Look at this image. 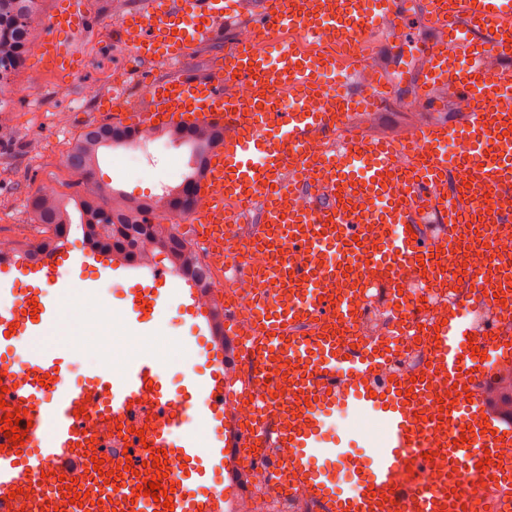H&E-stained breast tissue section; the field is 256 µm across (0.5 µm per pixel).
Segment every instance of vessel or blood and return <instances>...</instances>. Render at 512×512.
<instances>
[{
	"label": "vessel or blood",
	"mask_w": 512,
	"mask_h": 512,
	"mask_svg": "<svg viewBox=\"0 0 512 512\" xmlns=\"http://www.w3.org/2000/svg\"><path fill=\"white\" fill-rule=\"evenodd\" d=\"M421 5L441 37L424 48L416 77L419 102L444 111L438 92L448 88L469 106L458 124L423 126L405 145L361 135L327 155L310 154L313 140L331 137L352 113L383 109L396 91L389 83L361 94L330 87L321 72L335 68V61L285 41L257 49L235 45L215 58V67L248 86L243 98L179 67L154 83L145 110L109 99L116 125L223 130L197 188L203 205L189 220L224 254L227 269L255 281L259 337L243 343L228 313L215 326L199 288L183 286L159 268L143 288L129 289L123 317L140 329L144 316L159 318L176 304L206 339L199 351L205 372L187 376L175 393L164 360L154 355L118 369L90 362L74 383L63 351L41 343L57 318L51 296L73 288L76 267L112 274L111 259L86 247L37 262H1L0 354L25 351L29 369L0 366L6 388L0 396L6 402L0 408V512H235L248 448L259 449L258 469L285 496L304 490L322 512H477L476 501L461 489L464 476L512 479L511 464L483 465L474 454L512 445V429L489 415L475 387L487 375L484 355L512 358L511 334L496 328L474 335L463 302L449 310L447 322L424 329L408 315L399 335L434 339L436 372L415 382L390 375L392 355L385 345L363 347L336 334L337 326H358L362 297L376 285L360 266L373 265L389 285L403 289L420 283L432 290L447 280L442 250L454 243L464 221L459 191L448 186L449 170L458 171L461 183L485 185L489 200L478 209L481 219L512 223V210L491 204L512 195V42L504 37L512 0ZM398 7V0H260L258 27L299 28L351 46L374 33L379 18L397 16ZM229 14L225 0H151L148 12L123 19L119 38L142 58L180 64L212 41ZM490 54L498 63L489 70L484 60ZM288 95L295 108L283 107ZM311 98L323 99V106L306 109ZM452 140L461 145L453 155ZM403 150L417 153L418 161L401 170L395 157ZM295 195L306 196L304 207L289 206ZM360 197L370 202L363 212L354 207ZM229 199L258 209L251 237H236L234 218L224 209ZM370 224L384 225L385 237L370 241ZM254 249L267 253L269 269L255 271L245 263ZM292 251L303 253V261L291 262ZM312 319L324 331L301 335L299 325ZM288 361L293 371L282 370ZM245 363L251 381L242 385L236 373ZM442 377L455 383L454 395L440 391ZM249 398L255 407L248 422L230 419L225 401ZM177 399L185 414L172 411ZM21 404L29 411L17 427L24 443L15 449L4 427L7 414ZM352 406L383 427L384 450L374 460L325 435L327 418ZM107 426L114 456L130 460L117 480L107 479L110 467L102 462L99 431ZM440 428L451 442L445 478L420 481V473L433 467L423 456L426 435ZM160 449L167 462L151 473L162 487L173 488L169 508L138 489V469ZM322 450L332 463L318 464ZM339 466L351 471L356 489L337 484ZM382 489L390 502L379 498ZM78 493L88 494V501L75 504Z\"/></svg>",
	"instance_id": "b4317fda"
}]
</instances>
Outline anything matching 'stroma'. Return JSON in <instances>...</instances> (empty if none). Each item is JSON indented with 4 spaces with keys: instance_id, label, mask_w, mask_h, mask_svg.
I'll use <instances>...</instances> for the list:
<instances>
[{
    "instance_id": "stroma-1",
    "label": "stroma",
    "mask_w": 512,
    "mask_h": 512,
    "mask_svg": "<svg viewBox=\"0 0 512 512\" xmlns=\"http://www.w3.org/2000/svg\"><path fill=\"white\" fill-rule=\"evenodd\" d=\"M143 2L82 0V24L67 39L72 62L81 75L79 82L60 80L58 69L37 54L27 57L15 74L7 93L10 109L0 114V238L18 242L40 238V227L26 205L38 186L50 183L60 193L74 194L65 167L67 147L73 141V132L96 123L99 114L106 112L111 79L121 81L128 101L143 106L147 103L144 86L166 74L164 63L143 64L133 52H117L112 42L114 17L142 7ZM404 2L407 14L398 20L400 35L393 48L380 45L374 38L368 42L375 61L394 57L389 74L399 91L396 101L383 111L353 115L352 126L374 138L399 141L437 118L436 113L419 105L411 91L413 74L423 58L408 54L409 46H423L434 39L435 33L418 22L417 0ZM125 153L122 147L107 149L93 183L110 191L146 197L181 181L188 170L191 148L173 144L143 169L122 165ZM146 274V268L135 266L109 279L92 269L76 271L75 286L68 297L73 321L51 338V345H63L68 337L87 333L99 346L100 360L116 359L123 364L144 356L140 343L146 338H158L163 347L170 343L190 345V324L173 306L159 331L140 333L126 328L121 319L123 292L144 283ZM92 306L100 309L101 315L97 323L89 324L84 314ZM331 423L347 447L361 450L372 459L380 453L379 438L368 431L371 421L359 409L333 416Z\"/></svg>"
}]
</instances>
